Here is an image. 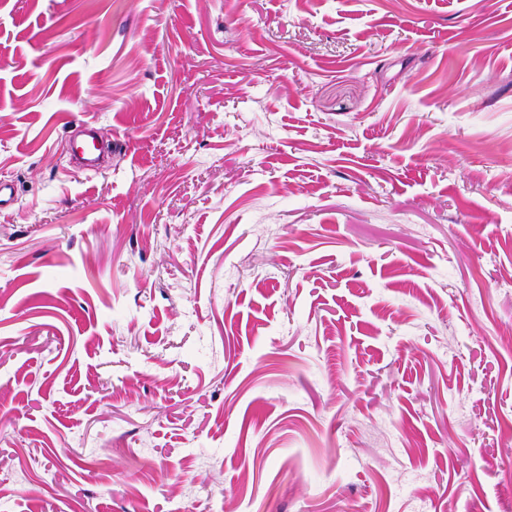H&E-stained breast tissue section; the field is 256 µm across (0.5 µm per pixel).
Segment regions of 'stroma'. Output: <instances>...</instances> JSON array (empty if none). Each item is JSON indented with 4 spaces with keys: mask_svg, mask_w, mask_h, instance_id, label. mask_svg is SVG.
<instances>
[{
    "mask_svg": "<svg viewBox=\"0 0 512 512\" xmlns=\"http://www.w3.org/2000/svg\"><path fill=\"white\" fill-rule=\"evenodd\" d=\"M0 180V512H512V0H0ZM104 145L103 138L99 136L97 133H93L90 135V139L83 141L70 140L69 141V150L72 155L75 156L77 160L80 161L81 166L85 170H95L96 169V161L98 157H96V153L102 151Z\"/></svg>",
    "mask_w": 512,
    "mask_h": 512,
    "instance_id": "stroma-1",
    "label": "stroma"
}]
</instances>
